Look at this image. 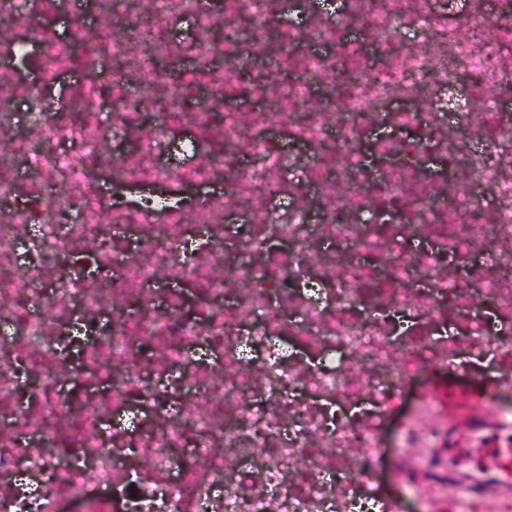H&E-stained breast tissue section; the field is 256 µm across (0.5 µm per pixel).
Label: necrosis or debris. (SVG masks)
<instances>
[{
	"label": "necrosis or debris",
	"mask_w": 512,
	"mask_h": 512,
	"mask_svg": "<svg viewBox=\"0 0 512 512\" xmlns=\"http://www.w3.org/2000/svg\"><path fill=\"white\" fill-rule=\"evenodd\" d=\"M89 4L0 0V512H512V0Z\"/></svg>",
	"instance_id": "obj_1"
}]
</instances>
